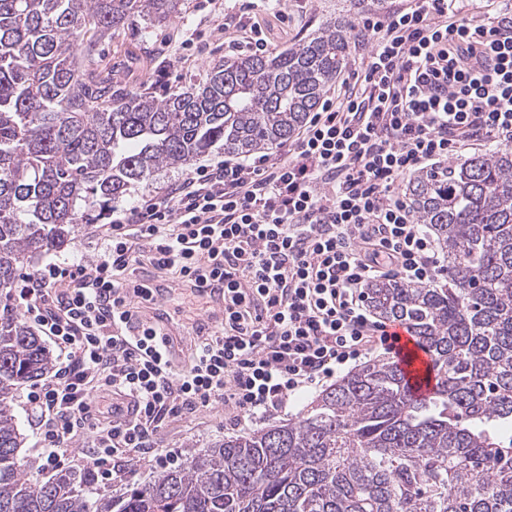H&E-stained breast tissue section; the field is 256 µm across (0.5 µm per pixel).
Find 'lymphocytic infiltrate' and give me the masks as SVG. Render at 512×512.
Segmentation results:
<instances>
[{
  "mask_svg": "<svg viewBox=\"0 0 512 512\" xmlns=\"http://www.w3.org/2000/svg\"><path fill=\"white\" fill-rule=\"evenodd\" d=\"M399 0L360 16L369 50L272 154L201 165L160 198L113 209L93 259L25 274L15 294L64 359L33 383L47 463L95 430L92 483L112 480L130 451L160 456L150 437L164 417L224 405L238 424L287 409L373 349L389 327L373 319L368 284H434L443 260L407 202V177L485 143L512 141V0ZM148 258L176 270L193 297L224 284V320L195 327L177 368L159 325L131 300ZM113 395L94 425L95 397Z\"/></svg>",
  "mask_w": 512,
  "mask_h": 512,
  "instance_id": "1",
  "label": "lymphocytic infiltrate"
}]
</instances>
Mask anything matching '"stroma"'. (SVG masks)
Instances as JSON below:
<instances>
[{"mask_svg": "<svg viewBox=\"0 0 512 512\" xmlns=\"http://www.w3.org/2000/svg\"><path fill=\"white\" fill-rule=\"evenodd\" d=\"M233 13H245L260 21L274 51L292 46L317 29L320 22L339 13L350 11L349 0H281V8L289 15L288 23H280L268 11L266 0H233ZM224 13L208 0H182L180 11L165 27L145 33L143 21H135L112 40L104 42L103 63L112 79L130 90L149 89L160 97L176 88L195 83L216 63L231 56L230 41L242 39V32L223 29ZM201 38L200 49L194 53L182 50L181 43L190 35ZM108 230L107 217L89 218L80 224L70 244L60 251L40 256L39 265L67 259L92 258L96 245ZM141 272L150 288L165 289L164 301L178 315L184 326L204 321L208 310L204 303L190 300L174 291L173 272L159 273L149 265ZM26 386H18L11 394V403L26 443L21 451L25 472L32 482L43 483L54 477L36 453L39 441L37 415L26 404ZM232 415L223 406L203 409L174 419L163 420L152 440L157 447L173 451V466L186 464L190 457L224 437L236 434ZM116 474L105 484L106 493L122 494L132 484H147L162 470L161 465L131 453L116 463Z\"/></svg>", "mask_w": 512, "mask_h": 512, "instance_id": "stroma-1", "label": "stroma"}]
</instances>
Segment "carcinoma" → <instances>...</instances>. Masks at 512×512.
<instances>
[{
  "instance_id": "obj_1",
  "label": "carcinoma",
  "mask_w": 512,
  "mask_h": 512,
  "mask_svg": "<svg viewBox=\"0 0 512 512\" xmlns=\"http://www.w3.org/2000/svg\"><path fill=\"white\" fill-rule=\"evenodd\" d=\"M180 0H0V291L68 245L87 206L106 209L164 167L214 147L240 156L291 139L348 61L351 21L328 19L275 55H241L159 99L113 83L98 45L134 18L162 25ZM418 223L445 282L381 279L374 315L404 323L436 386L412 397L379 359L295 420L228 436L120 495L61 471L34 485L10 391L52 354L0 311V512H512V147L414 176Z\"/></svg>"
}]
</instances>
